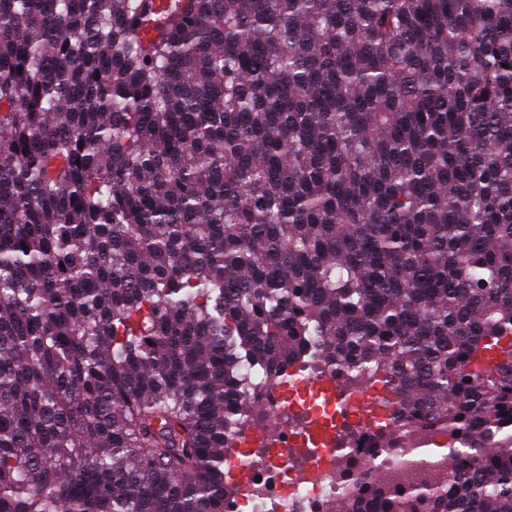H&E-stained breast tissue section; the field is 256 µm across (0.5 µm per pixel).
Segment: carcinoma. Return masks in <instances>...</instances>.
<instances>
[{
  "label": "carcinoma",
  "instance_id": "cac0c4a2",
  "mask_svg": "<svg viewBox=\"0 0 512 512\" xmlns=\"http://www.w3.org/2000/svg\"><path fill=\"white\" fill-rule=\"evenodd\" d=\"M301 357L512 512V0H0V512H224Z\"/></svg>",
  "mask_w": 512,
  "mask_h": 512
}]
</instances>
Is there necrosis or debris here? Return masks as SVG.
<instances>
[{
    "instance_id": "1",
    "label": "necrosis or debris",
    "mask_w": 512,
    "mask_h": 512,
    "mask_svg": "<svg viewBox=\"0 0 512 512\" xmlns=\"http://www.w3.org/2000/svg\"><path fill=\"white\" fill-rule=\"evenodd\" d=\"M381 389L374 381H351L338 366L303 361L255 385L252 408L227 450L231 468L245 478L225 499L224 512H336L348 459L373 457L383 429L394 432L406 459L419 458L421 437L396 421L397 406ZM316 465L321 473L315 481H288L292 470Z\"/></svg>"
}]
</instances>
